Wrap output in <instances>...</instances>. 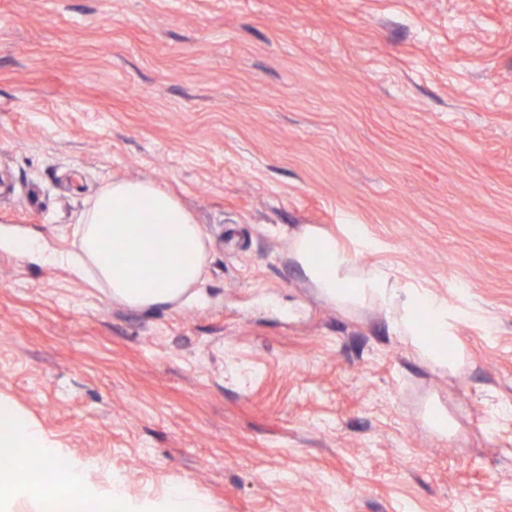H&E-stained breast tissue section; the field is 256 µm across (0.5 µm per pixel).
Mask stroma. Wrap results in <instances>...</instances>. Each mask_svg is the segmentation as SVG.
Wrapping results in <instances>:
<instances>
[{"mask_svg":"<svg viewBox=\"0 0 512 512\" xmlns=\"http://www.w3.org/2000/svg\"><path fill=\"white\" fill-rule=\"evenodd\" d=\"M115 179L209 259L136 310L0 248V397L55 446L212 512H512V0H0V235L73 250ZM308 224L463 311L456 371L320 299Z\"/></svg>","mask_w":512,"mask_h":512,"instance_id":"obj_1","label":"stroma"}]
</instances>
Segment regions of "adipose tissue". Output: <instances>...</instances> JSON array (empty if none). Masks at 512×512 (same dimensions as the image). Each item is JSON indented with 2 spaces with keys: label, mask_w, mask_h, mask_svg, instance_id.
<instances>
[{
  "label": "adipose tissue",
  "mask_w": 512,
  "mask_h": 512,
  "mask_svg": "<svg viewBox=\"0 0 512 512\" xmlns=\"http://www.w3.org/2000/svg\"><path fill=\"white\" fill-rule=\"evenodd\" d=\"M74 236L75 249L67 255L30 239H15L11 245L45 264L68 265L77 277L137 308L186 300L209 257L206 235L192 212L149 180L106 183L83 211ZM109 240L121 242V251H107ZM290 257L319 297L342 307L378 306L391 329L409 338L418 352L437 365L457 367L459 358L448 344L455 339L458 314L446 300L404 282L390 267L359 268L335 236L313 225L293 236ZM153 261L165 267V274L144 277L143 267ZM423 311L433 320L437 343H426L420 335L418 315ZM31 448L41 451V492L16 474ZM95 469V464L46 443L18 408L0 399V512H15L21 505L31 512H210L183 484L158 498L135 499L125 477H110L102 486L93 483Z\"/></svg>",
  "instance_id": "obj_1"
}]
</instances>
